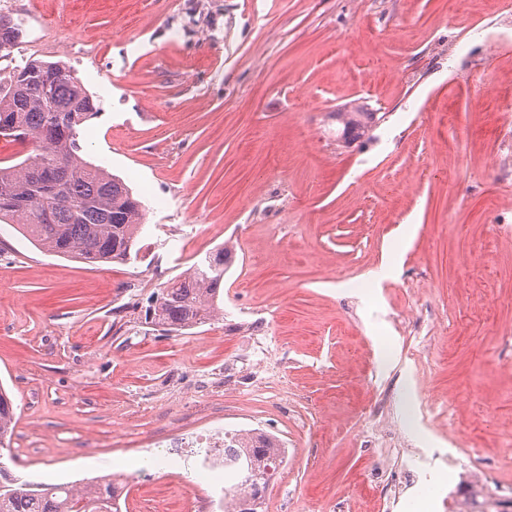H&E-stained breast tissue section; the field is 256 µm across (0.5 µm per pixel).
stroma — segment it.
Wrapping results in <instances>:
<instances>
[{"mask_svg": "<svg viewBox=\"0 0 512 512\" xmlns=\"http://www.w3.org/2000/svg\"><path fill=\"white\" fill-rule=\"evenodd\" d=\"M145 207L88 265L0 223V385L30 483L131 473L215 418L284 440L267 512H512V0H0ZM374 112L337 140L339 109ZM220 245L224 316L149 298ZM128 512H194L150 464Z\"/></svg>", "mask_w": 512, "mask_h": 512, "instance_id": "obj_1", "label": "stroma"}]
</instances>
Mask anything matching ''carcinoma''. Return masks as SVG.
I'll list each match as a JSON object with an SVG mask.
<instances>
[{
	"mask_svg": "<svg viewBox=\"0 0 512 512\" xmlns=\"http://www.w3.org/2000/svg\"><path fill=\"white\" fill-rule=\"evenodd\" d=\"M21 25L0 14V53L11 52ZM40 60H25L0 78V136L29 139L32 152L0 165V222L19 218L31 243L60 257L90 265L132 259L143 226L142 204L118 176L84 157L82 130L97 115L92 95L71 70L52 63L56 74L28 75ZM342 137L359 139L373 113L352 112ZM232 251L223 246L195 261L157 295L145 317L166 334L211 323L224 314V273ZM16 424L14 401L0 386V448L9 449ZM280 439L250 433L224 449V498L231 512H262L277 474ZM0 512H127L121 487L100 481L82 487L19 482L0 453Z\"/></svg>",
	"mask_w": 512,
	"mask_h": 512,
	"instance_id": "obj_1",
	"label": "carcinoma"
}]
</instances>
